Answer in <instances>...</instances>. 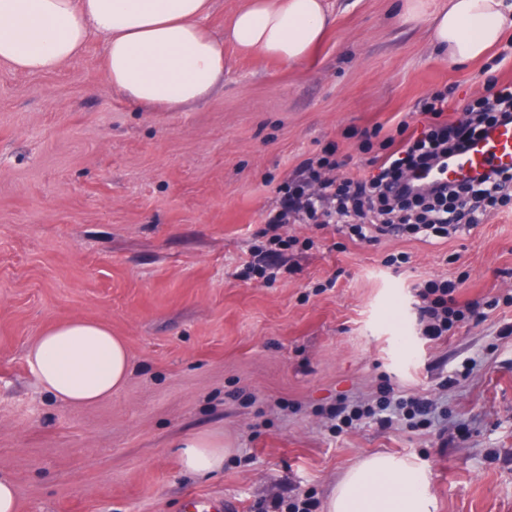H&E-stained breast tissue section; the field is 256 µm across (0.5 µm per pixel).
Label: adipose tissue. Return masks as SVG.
<instances>
[{
  "instance_id": "obj_1",
  "label": "adipose tissue",
  "mask_w": 512,
  "mask_h": 512,
  "mask_svg": "<svg viewBox=\"0 0 512 512\" xmlns=\"http://www.w3.org/2000/svg\"><path fill=\"white\" fill-rule=\"evenodd\" d=\"M211 0H0V67L50 74L84 50L90 32L105 39L112 89L158 112L186 110L224 81V43L201 24ZM407 16H430L435 43L454 63L481 58L512 33V0H448L429 11L407 0ZM333 24L325 0H246L227 28L245 53L286 63L309 56ZM27 359L58 402L91 404L126 381L125 343L98 322L70 319L38 336ZM183 470L206 476L224 466L222 436L193 432L181 443ZM414 468L376 455L348 470L327 512H429Z\"/></svg>"
}]
</instances>
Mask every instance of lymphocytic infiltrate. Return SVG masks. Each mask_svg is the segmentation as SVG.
Here are the masks:
<instances>
[{
    "instance_id": "obj_1",
    "label": "lymphocytic infiltrate",
    "mask_w": 512,
    "mask_h": 512,
    "mask_svg": "<svg viewBox=\"0 0 512 512\" xmlns=\"http://www.w3.org/2000/svg\"><path fill=\"white\" fill-rule=\"evenodd\" d=\"M497 122L512 123V88L507 86L496 97L481 101L478 107L462 113L453 122H441L438 129L408 136L401 149L382 159L379 171L372 179L347 178L338 184H325L321 178L325 168L330 165L329 160L305 164L293 185L281 188L279 208L269 213L267 222L275 226L284 224L291 214L300 212L332 221L341 213L359 240L372 241L378 234L395 228L402 221L400 208L388 205V197L398 198L401 207L419 205L416 192L401 181L403 171L417 169L460 151L485 127ZM434 192L435 204L421 205L419 231L427 233L446 229L455 233L460 231L462 225L481 222L484 201L512 193V172L493 170L473 181L435 187ZM339 198L344 201V210L340 213L332 207ZM450 199L461 200L464 211L460 216L449 217L447 211L443 210V203ZM427 293L430 301L423 308V316L428 320L427 332L433 336L443 335L455 321L463 318L464 313L450 299L446 284H429Z\"/></svg>"
}]
</instances>
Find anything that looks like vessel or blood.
Segmentation results:
<instances>
[{
	"instance_id": "vessel-or-blood-1",
	"label": "vessel or blood",
	"mask_w": 512,
	"mask_h": 512,
	"mask_svg": "<svg viewBox=\"0 0 512 512\" xmlns=\"http://www.w3.org/2000/svg\"><path fill=\"white\" fill-rule=\"evenodd\" d=\"M512 168V124H498L487 129L467 151L444 159L443 167L416 177V184L439 181L443 176L467 178L492 168Z\"/></svg>"
}]
</instances>
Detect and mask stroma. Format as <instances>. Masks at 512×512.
<instances>
[{
	"label": "stroma",
	"instance_id": "obj_1",
	"mask_svg": "<svg viewBox=\"0 0 512 512\" xmlns=\"http://www.w3.org/2000/svg\"><path fill=\"white\" fill-rule=\"evenodd\" d=\"M335 21L304 61L224 44V85L183 112L115 93L105 44L49 75L0 70V475L18 512H315L350 467L379 454L425 478L432 512H512V201L470 230L372 243L292 221L275 280L245 278L278 189L334 148L337 173L371 179L419 102L460 108L512 84L497 50L438 54L404 0H327ZM447 282L477 316L428 335L421 292ZM109 326L125 384L63 405L26 352L54 324ZM422 398L336 427L338 403ZM224 437V468L185 473L178 444Z\"/></svg>",
	"mask_w": 512,
	"mask_h": 512
}]
</instances>
